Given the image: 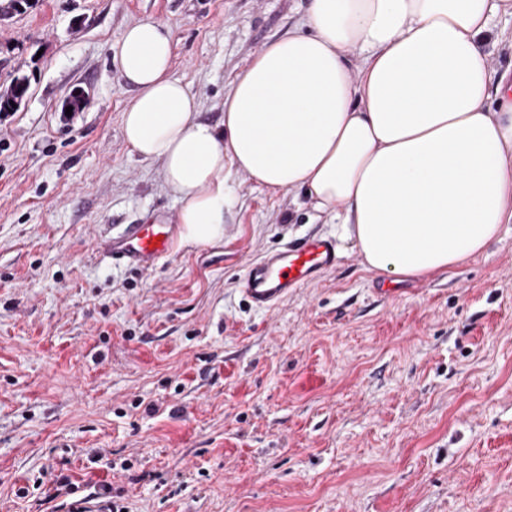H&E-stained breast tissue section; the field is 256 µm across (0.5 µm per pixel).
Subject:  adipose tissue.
I'll use <instances>...</instances> for the list:
<instances>
[{
	"label": "adipose tissue",
	"instance_id": "obj_1",
	"mask_svg": "<svg viewBox=\"0 0 512 512\" xmlns=\"http://www.w3.org/2000/svg\"><path fill=\"white\" fill-rule=\"evenodd\" d=\"M512 0H310L307 32L261 48L213 124L171 73L172 34L139 20L116 59L124 139L161 164L183 239L224 235L235 175L335 214L366 270L448 272L512 222V93L492 94V13ZM362 57L359 72L351 55Z\"/></svg>",
	"mask_w": 512,
	"mask_h": 512
}]
</instances>
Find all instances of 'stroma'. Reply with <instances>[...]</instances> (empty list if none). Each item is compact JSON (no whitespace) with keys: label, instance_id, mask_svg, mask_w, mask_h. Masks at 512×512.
<instances>
[{"label":"stroma","instance_id":"35a3bbf8","mask_svg":"<svg viewBox=\"0 0 512 512\" xmlns=\"http://www.w3.org/2000/svg\"><path fill=\"white\" fill-rule=\"evenodd\" d=\"M309 0H30L0 16V512H69L67 476L125 512H512V223L445 274L365 270L350 242L276 310L240 291L250 259L330 214L238 176L224 236L155 269L97 238L177 217L160 165L126 143V26L172 33V74L217 123L235 75ZM512 85V15L493 22ZM88 98L66 115L73 89ZM28 92V83L25 77H17L3 92H0V112H12L16 101H23Z\"/></svg>","mask_w":512,"mask_h":512}]
</instances>
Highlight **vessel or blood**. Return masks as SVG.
<instances>
[{
  "mask_svg": "<svg viewBox=\"0 0 512 512\" xmlns=\"http://www.w3.org/2000/svg\"><path fill=\"white\" fill-rule=\"evenodd\" d=\"M179 232V225L169 218L153 216L143 223L126 225L118 235L99 240L96 248L115 264L144 271L173 253ZM338 263L333 239L305 237L251 260L242 292L252 308L270 310L296 288L334 270Z\"/></svg>",
  "mask_w": 512,
  "mask_h": 512,
  "instance_id": "1",
  "label": "vessel or blood"
}]
</instances>
